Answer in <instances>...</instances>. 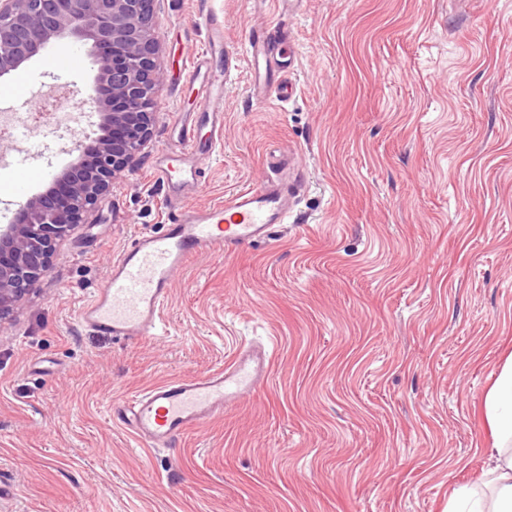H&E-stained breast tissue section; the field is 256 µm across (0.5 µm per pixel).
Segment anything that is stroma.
<instances>
[{"label": "stroma", "mask_w": 512, "mask_h": 512, "mask_svg": "<svg viewBox=\"0 0 512 512\" xmlns=\"http://www.w3.org/2000/svg\"><path fill=\"white\" fill-rule=\"evenodd\" d=\"M245 51L275 0H153L163 79L150 142L62 242L0 325V512H447L481 472L483 398L512 336V0H306L284 102L224 91V129L193 197L203 208L294 153L304 187L270 239L192 260L140 342L95 336L77 308L113 254L160 231L152 166L201 52L198 15ZM77 55L84 63L53 65ZM89 46L49 45L29 94L82 91ZM31 167L44 191L75 161L49 123ZM274 346L272 376L170 448L109 421L111 402L220 368L242 343Z\"/></svg>", "instance_id": "obj_1"}]
</instances>
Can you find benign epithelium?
I'll use <instances>...</instances> for the list:
<instances>
[{
    "mask_svg": "<svg viewBox=\"0 0 512 512\" xmlns=\"http://www.w3.org/2000/svg\"><path fill=\"white\" fill-rule=\"evenodd\" d=\"M151 0H0V79L20 75L53 41L91 44L97 64L84 99L102 112L103 134L47 190L28 198L15 224L0 226V324L51 270L82 214L132 167L153 133L161 82Z\"/></svg>",
    "mask_w": 512,
    "mask_h": 512,
    "instance_id": "benign-epithelium-1",
    "label": "benign epithelium"
}]
</instances>
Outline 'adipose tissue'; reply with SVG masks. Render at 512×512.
<instances>
[{
  "label": "adipose tissue",
  "mask_w": 512,
  "mask_h": 512,
  "mask_svg": "<svg viewBox=\"0 0 512 512\" xmlns=\"http://www.w3.org/2000/svg\"><path fill=\"white\" fill-rule=\"evenodd\" d=\"M491 445L480 478L460 487L448 512H512V350L488 389L482 411Z\"/></svg>",
  "instance_id": "adipose-tissue-1"
}]
</instances>
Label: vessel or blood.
<instances>
[{
  "label": "vessel or blood",
  "mask_w": 512,
  "mask_h": 512,
  "mask_svg": "<svg viewBox=\"0 0 512 512\" xmlns=\"http://www.w3.org/2000/svg\"><path fill=\"white\" fill-rule=\"evenodd\" d=\"M204 23V48L187 71L188 82L198 87L199 108L179 115L173 142L153 167L155 179L167 187L177 206L168 211L163 231L138 236L113 256L102 288L78 309L77 324L94 335L124 340L159 337L176 271L194 257L229 253L267 239L275 225L288 221L285 179L299 177L300 169L291 159L275 154L267 155L269 174L258 185L204 209L183 204L202 176L201 159L212 152L224 124L225 77L236 59L224 44L222 20L208 15ZM289 39L287 27L279 23L250 31L246 57L255 97H263L270 86L280 100L294 95V84L283 76L293 58L279 52ZM274 75L279 78L275 84L270 81ZM38 176L25 164L16 165L12 194L18 202H25ZM272 356L269 346H242L217 370L171 379L112 403L110 418L144 447H170L264 382Z\"/></svg>",
  "instance_id": "1"
}]
</instances>
